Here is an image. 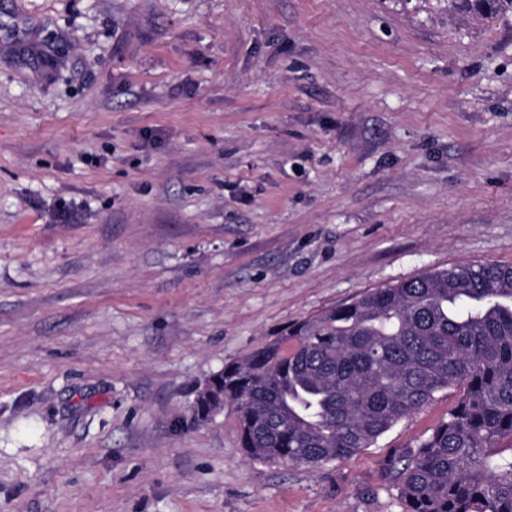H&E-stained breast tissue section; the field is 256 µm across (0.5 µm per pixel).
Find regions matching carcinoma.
<instances>
[{
	"label": "carcinoma",
	"mask_w": 512,
	"mask_h": 512,
	"mask_svg": "<svg viewBox=\"0 0 512 512\" xmlns=\"http://www.w3.org/2000/svg\"><path fill=\"white\" fill-rule=\"evenodd\" d=\"M431 10L512 17V0ZM242 448L295 465L342 461L453 389L432 432L386 471L404 512H512V265L459 262L362 292L215 373Z\"/></svg>",
	"instance_id": "carcinoma-1"
}]
</instances>
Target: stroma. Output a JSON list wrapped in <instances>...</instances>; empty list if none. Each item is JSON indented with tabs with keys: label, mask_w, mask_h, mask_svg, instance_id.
<instances>
[{
	"label": "stroma",
	"mask_w": 512,
	"mask_h": 512,
	"mask_svg": "<svg viewBox=\"0 0 512 512\" xmlns=\"http://www.w3.org/2000/svg\"><path fill=\"white\" fill-rule=\"evenodd\" d=\"M83 206L57 224L60 200ZM512 264V21L394 0H0V512H401L196 390L293 322Z\"/></svg>",
	"instance_id": "35a3bbf8"
}]
</instances>
